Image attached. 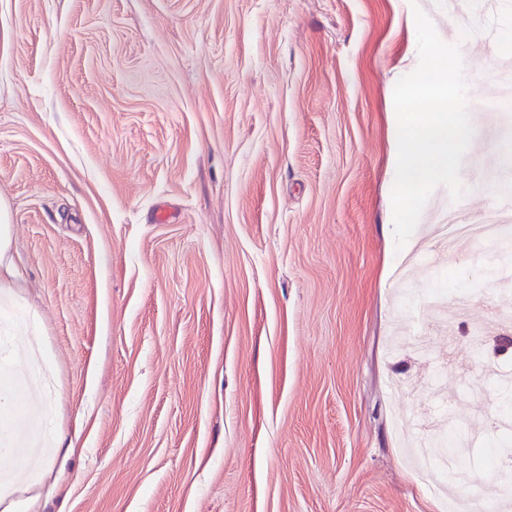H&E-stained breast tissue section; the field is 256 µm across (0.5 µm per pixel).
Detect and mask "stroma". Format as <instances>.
<instances>
[{
    "label": "stroma",
    "instance_id": "stroma-1",
    "mask_svg": "<svg viewBox=\"0 0 512 512\" xmlns=\"http://www.w3.org/2000/svg\"><path fill=\"white\" fill-rule=\"evenodd\" d=\"M0 0V209L55 391L46 417L0 368V512H443L490 491L504 406L485 361L512 280L500 248L396 249L397 81L414 7L459 44L476 128L457 206L512 136L494 45L512 0ZM433 333L389 355L393 331ZM447 411H440V403ZM456 428L448 484L410 443ZM60 434L39 458L35 434Z\"/></svg>",
    "mask_w": 512,
    "mask_h": 512
}]
</instances>
